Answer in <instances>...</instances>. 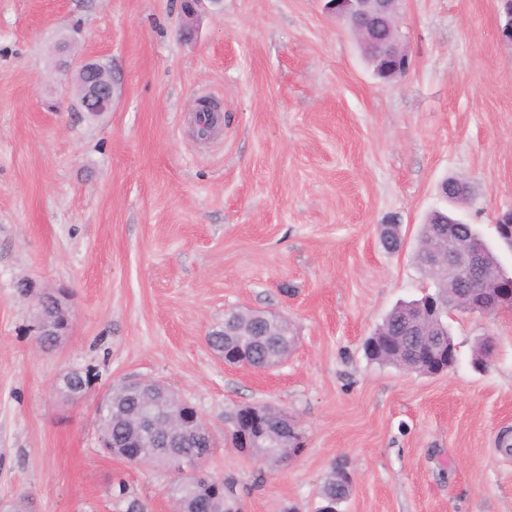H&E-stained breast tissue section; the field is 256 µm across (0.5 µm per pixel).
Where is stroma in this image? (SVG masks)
I'll list each match as a JSON object with an SVG mask.
<instances>
[{
    "mask_svg": "<svg viewBox=\"0 0 512 512\" xmlns=\"http://www.w3.org/2000/svg\"><path fill=\"white\" fill-rule=\"evenodd\" d=\"M324 0H221L179 32V0H0V504L171 512L173 472L104 453L95 415L113 386L164 381L220 446L212 469L242 512H315L333 465L344 512H512V311L457 313L454 370L367 359L388 312L431 281L416 258L441 183L512 274V44L499 0H401L414 58L375 78ZM112 67V109L72 104L61 52ZM224 123L197 138L195 98ZM402 243L386 248L383 225ZM65 290L71 330L39 348L34 296ZM231 309L274 313L296 338L272 371L225 366L208 333ZM491 339L487 366L472 359ZM92 370L83 398L58 390ZM296 418L300 453L260 469L225 441L239 406Z\"/></svg>",
    "mask_w": 512,
    "mask_h": 512,
    "instance_id": "obj_1",
    "label": "stroma"
}]
</instances>
